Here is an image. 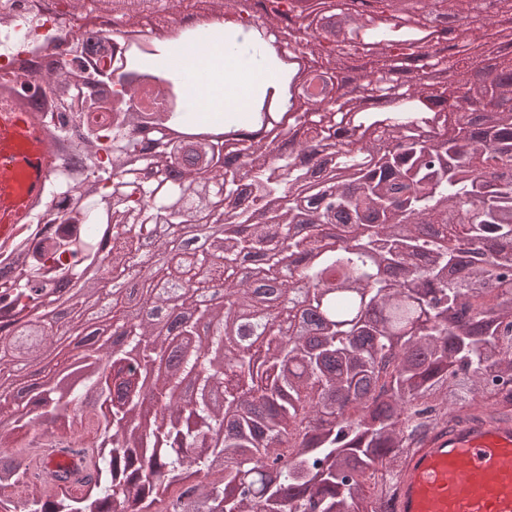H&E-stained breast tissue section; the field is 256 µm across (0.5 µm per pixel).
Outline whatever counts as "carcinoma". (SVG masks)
Segmentation results:
<instances>
[{
  "label": "carcinoma",
  "instance_id": "1",
  "mask_svg": "<svg viewBox=\"0 0 512 512\" xmlns=\"http://www.w3.org/2000/svg\"><path fill=\"white\" fill-rule=\"evenodd\" d=\"M284 16L264 0L265 23L288 30L310 54L327 52L326 87L346 86L336 38L315 22L313 0ZM346 47L372 51L361 85L395 111L363 109L349 90L314 100L297 75L283 84L284 57L253 42L248 53L274 80L252 99L246 121L229 112L201 126L182 108L184 82L165 71L154 112L137 88L112 104L108 132L83 127L74 170L107 160L111 188L87 196L86 180L52 174L48 200H62L64 227L40 239L45 213L0 251V512H390L393 485L411 449L456 417L485 411L512 420V75L464 78L463 49L405 15V0H352ZM159 49L145 39L126 56V76H146ZM424 57L448 84L420 88L399 74ZM43 76L63 88L85 81L58 66ZM72 101L52 105L54 140L72 133ZM381 135L384 151L370 145ZM329 152V171L316 158ZM303 156L307 165L295 163ZM351 225L353 243L328 241ZM178 251L200 224L215 226L208 250L148 269L140 288L176 283L222 288L252 300L251 278L281 288L310 285L321 312L312 336H285L270 321L252 354L226 333L233 308L187 304L180 333L200 337L181 367L158 373L151 395L124 379L121 352L88 347L57 370L42 365L50 336L85 335L84 314L142 266L144 243ZM247 234L225 243L222 227ZM308 225L306 238L292 234ZM300 264L284 263L283 251ZM259 254L252 276L241 262ZM68 281L73 291L59 284ZM65 308L60 319L45 308ZM132 350L155 336L151 316L117 317ZM26 359L40 385L5 373ZM205 423L190 433L182 417ZM77 459L40 463V449Z\"/></svg>",
  "mask_w": 512,
  "mask_h": 512
}]
</instances>
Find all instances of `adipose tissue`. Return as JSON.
<instances>
[{"mask_svg":"<svg viewBox=\"0 0 512 512\" xmlns=\"http://www.w3.org/2000/svg\"><path fill=\"white\" fill-rule=\"evenodd\" d=\"M197 100L210 103L217 112L246 111L256 85L269 79L265 72L240 69L222 36H215L206 55L187 51L176 59Z\"/></svg>","mask_w":512,"mask_h":512,"instance_id":"ef3b65f1","label":"adipose tissue"}]
</instances>
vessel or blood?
I'll return each mask as SVG.
<instances>
[{
	"label": "vessel or blood",
	"mask_w": 512,
	"mask_h": 512,
	"mask_svg": "<svg viewBox=\"0 0 512 512\" xmlns=\"http://www.w3.org/2000/svg\"><path fill=\"white\" fill-rule=\"evenodd\" d=\"M54 154L33 102L0 90V243L46 194ZM394 512H512V421L485 413L449 422L407 459Z\"/></svg>",
	"instance_id": "obj_1"
}]
</instances>
